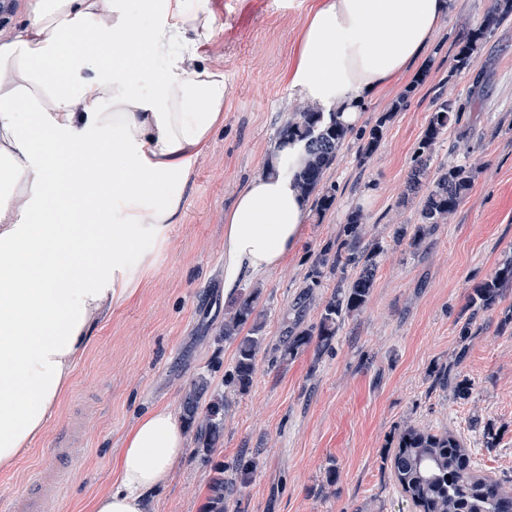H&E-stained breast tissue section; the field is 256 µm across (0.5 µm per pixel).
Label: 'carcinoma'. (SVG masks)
Instances as JSON below:
<instances>
[{"mask_svg":"<svg viewBox=\"0 0 512 512\" xmlns=\"http://www.w3.org/2000/svg\"><path fill=\"white\" fill-rule=\"evenodd\" d=\"M512 17V0H491L482 21L471 30L453 57L451 72L457 73L471 68L477 59L487 35L503 21ZM462 107L451 99L436 98L428 118L427 126L419 141L414 165L409 175V188L416 192L426 187L419 212V223L413 228L400 227L396 239L410 240L417 247L426 233L436 224H445L459 206L472 185V168L464 163L438 168L428 176L431 154L436 142L458 123ZM351 134V129L331 121L323 122L322 113L299 107L297 117L285 122L280 137L298 138L306 141L308 160L305 166L293 173L302 190L318 195L317 207L325 211L336 200V184L327 182L326 174L336 156ZM383 135L382 124L374 125L369 132L361 133L365 139L363 150L373 152ZM367 217L359 210L346 215L344 234L346 239L327 247L315 263V272L323 268L332 271L345 270L352 266L358 269L355 277L341 279L331 299L324 306L316 331L303 330L288 342L284 354L292 356L317 335L321 345L329 344L336 335V327L344 317L361 311L366 305L377 272V257L381 246L373 242L357 249L365 235ZM512 283V261L504 264L490 280L473 289L469 307L492 309L501 297L505 285ZM255 294L239 298L234 312L224 321L222 335L237 341V357L233 372L226 382L239 388H247L255 371V360L261 345V337L254 334L241 335V328L255 319ZM466 347L456 354L455 363L441 372L439 381L453 391L458 399H468L473 392V383L455 369L466 356ZM208 392L204 379L194 383L185 394L183 416L199 429V441L203 451L212 452L213 445L224 431V397L213 395L207 405L200 404ZM390 470L401 493L418 512H512V487L506 488L504 481L479 473L475 468L473 451L467 443L450 430L433 433L416 427L405 428L399 436L398 447L389 457ZM224 465L215 467L210 482L209 512H224Z\"/></svg>","mask_w":512,"mask_h":512,"instance_id":"1","label":"carcinoma"}]
</instances>
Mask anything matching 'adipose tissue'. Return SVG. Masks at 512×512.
I'll list each match as a JSON object with an SVG mask.
<instances>
[{"instance_id": "adipose-tissue-1", "label": "adipose tissue", "mask_w": 512, "mask_h": 512, "mask_svg": "<svg viewBox=\"0 0 512 512\" xmlns=\"http://www.w3.org/2000/svg\"><path fill=\"white\" fill-rule=\"evenodd\" d=\"M451 2L322 0L289 71L295 100L358 125L364 103L425 57ZM87 31L92 45L75 44ZM214 36L209 0H28L0 34L1 469L43 435L93 330L133 296L151 262L141 242L177 221L188 169L230 96L207 58ZM306 158L305 141H278L269 170L225 211V295L297 248L309 199L280 168ZM158 184L168 192L150 197ZM186 446L173 408L147 410L92 512H145Z\"/></svg>"}]
</instances>
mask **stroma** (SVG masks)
<instances>
[{"instance_id":"1","label":"stroma","mask_w":512,"mask_h":512,"mask_svg":"<svg viewBox=\"0 0 512 512\" xmlns=\"http://www.w3.org/2000/svg\"><path fill=\"white\" fill-rule=\"evenodd\" d=\"M317 2L210 0L216 39L208 56L231 90L224 123L192 162L165 241H143L150 265L139 269L134 295L94 330L44 436L0 469V512H22L30 475L60 468L56 512H87L117 478L115 459L133 419L157 405L181 408L201 377L228 399L224 432L208 456L189 433L168 483L148 494L147 512H207L217 463L234 483L224 512H414L388 461L409 424L451 429L480 471L512 480V284L492 310L467 305L473 288L512 257V21L487 36L471 69L449 73L488 0H453L423 67L365 103L360 127L384 121L381 142L365 159L361 140L345 142L327 172L334 205L310 209L287 268L240 288L258 294L263 344L251 385L224 383L237 350L221 335L233 304L224 294V211L263 170L295 110L286 73ZM440 95L467 110L435 145L430 167L465 161L475 176L448 223L414 248L395 231L419 221L420 200L407 196L406 182ZM355 208L367 217V239L383 247L371 296L329 346L314 338L285 356L291 333L318 325L341 277L354 274L317 279L313 269L343 240ZM452 362L474 384L468 400L437 382ZM489 431L497 435L491 447Z\"/></svg>"}]
</instances>
